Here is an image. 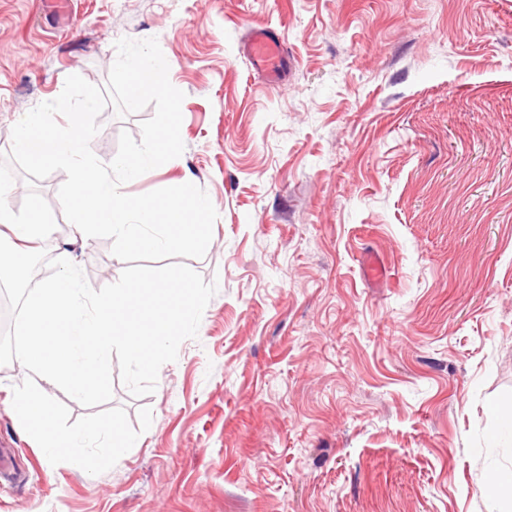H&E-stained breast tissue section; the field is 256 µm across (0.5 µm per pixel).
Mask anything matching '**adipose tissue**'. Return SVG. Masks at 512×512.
Returning <instances> with one entry per match:
<instances>
[{
  "mask_svg": "<svg viewBox=\"0 0 512 512\" xmlns=\"http://www.w3.org/2000/svg\"><path fill=\"white\" fill-rule=\"evenodd\" d=\"M49 232L38 212H30L25 220H17L6 207L0 206V241H9L12 252L10 263L27 257L32 243L44 240ZM14 421L25 434L37 438L43 452L51 458L66 456L73 463H81V437L59 429L56 416L43 389L25 385L16 389L13 398Z\"/></svg>",
  "mask_w": 512,
  "mask_h": 512,
  "instance_id": "adipose-tissue-1",
  "label": "adipose tissue"
}]
</instances>
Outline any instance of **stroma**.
I'll return each instance as SVG.
<instances>
[{
    "instance_id": "1",
    "label": "stroma",
    "mask_w": 512,
    "mask_h": 512,
    "mask_svg": "<svg viewBox=\"0 0 512 512\" xmlns=\"http://www.w3.org/2000/svg\"><path fill=\"white\" fill-rule=\"evenodd\" d=\"M0 0V153L67 76L106 88L123 37L156 38L181 90L183 154L123 184L191 182L218 218L217 282L196 338L153 393L121 379L86 407L44 383L87 467L46 458L10 402L33 373L0 366V512H512L486 489L512 468V0ZM289 59L267 82L252 23ZM153 106L106 108L90 147L140 137ZM64 172L42 180L92 288L125 264L66 229ZM387 268L368 281L362 260ZM132 446L101 461L89 430ZM104 431V447L107 448L104 458L108 463H112L121 459L126 452V448L130 446L117 424H109Z\"/></svg>"
}]
</instances>
